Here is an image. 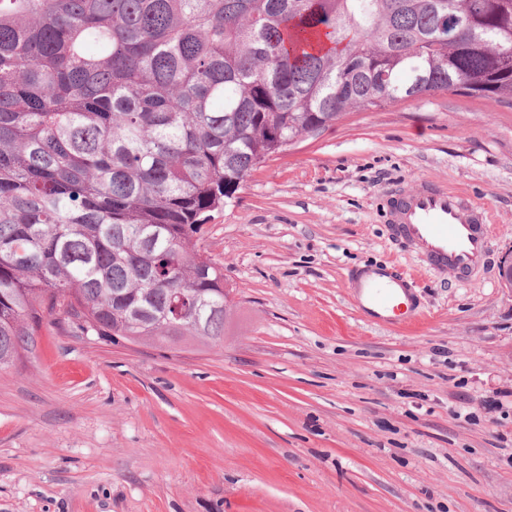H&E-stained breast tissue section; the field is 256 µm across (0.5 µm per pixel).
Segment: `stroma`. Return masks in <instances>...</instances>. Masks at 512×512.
<instances>
[{"label":"stroma","instance_id":"stroma-1","mask_svg":"<svg viewBox=\"0 0 512 512\" xmlns=\"http://www.w3.org/2000/svg\"><path fill=\"white\" fill-rule=\"evenodd\" d=\"M488 211L470 281L399 245L387 193ZM205 247L236 306L217 346L42 327L0 370V512H512V101L437 92L351 112L254 171ZM414 274L405 327L347 276Z\"/></svg>","mask_w":512,"mask_h":512}]
</instances>
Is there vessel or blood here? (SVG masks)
<instances>
[{
	"label": "vessel or blood",
	"instance_id": "vessel-or-blood-1",
	"mask_svg": "<svg viewBox=\"0 0 512 512\" xmlns=\"http://www.w3.org/2000/svg\"><path fill=\"white\" fill-rule=\"evenodd\" d=\"M385 216L395 238L431 270L464 280L486 263L490 221L447 184L423 180L400 189L388 199ZM351 286L374 324H397L415 310L410 273L366 267L352 273Z\"/></svg>",
	"mask_w": 512,
	"mask_h": 512
}]
</instances>
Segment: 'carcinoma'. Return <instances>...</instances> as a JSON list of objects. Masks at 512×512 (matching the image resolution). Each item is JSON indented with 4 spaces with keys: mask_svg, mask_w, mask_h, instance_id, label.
Segmentation results:
<instances>
[{
    "mask_svg": "<svg viewBox=\"0 0 512 512\" xmlns=\"http://www.w3.org/2000/svg\"><path fill=\"white\" fill-rule=\"evenodd\" d=\"M448 91L512 100V0H0V368L45 324L224 342L211 213L345 114Z\"/></svg>",
    "mask_w": 512,
    "mask_h": 512,
    "instance_id": "cac0c4a2",
    "label": "carcinoma"
}]
</instances>
